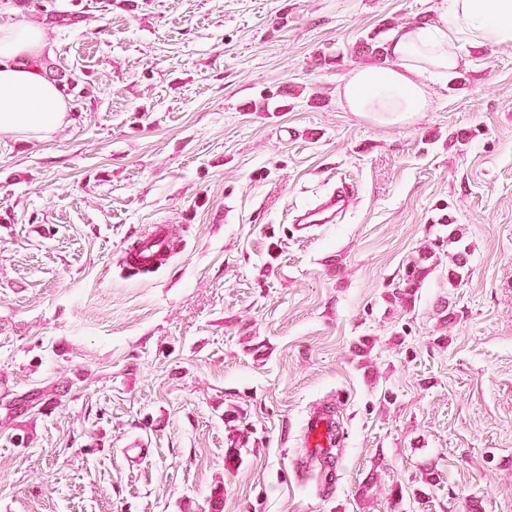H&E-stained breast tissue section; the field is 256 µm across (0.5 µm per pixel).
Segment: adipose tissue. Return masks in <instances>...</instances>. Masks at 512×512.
Returning a JSON list of instances; mask_svg holds the SVG:
<instances>
[{
  "instance_id": "ef3b65f1",
  "label": "adipose tissue",
  "mask_w": 512,
  "mask_h": 512,
  "mask_svg": "<svg viewBox=\"0 0 512 512\" xmlns=\"http://www.w3.org/2000/svg\"><path fill=\"white\" fill-rule=\"evenodd\" d=\"M50 40L40 25L0 27V132L43 139L66 126L63 93L33 64ZM500 46H512V0H441L435 23L398 27L389 65L355 67L342 95L349 111L403 124L431 109L434 86L460 71L468 50Z\"/></svg>"
}]
</instances>
